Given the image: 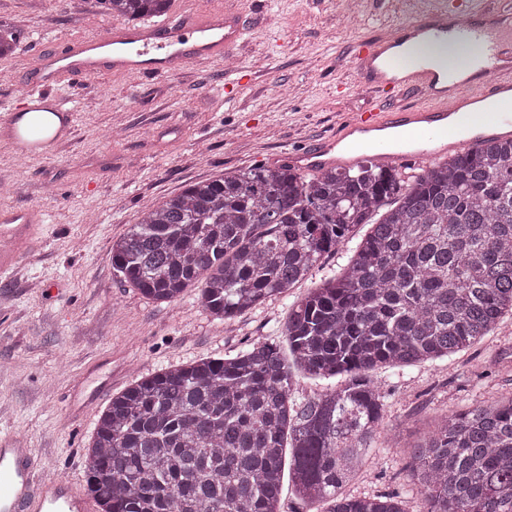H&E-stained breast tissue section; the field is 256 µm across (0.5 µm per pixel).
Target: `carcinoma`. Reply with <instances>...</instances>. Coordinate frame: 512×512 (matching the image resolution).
<instances>
[{"label": "carcinoma", "mask_w": 512, "mask_h": 512, "mask_svg": "<svg viewBox=\"0 0 512 512\" xmlns=\"http://www.w3.org/2000/svg\"><path fill=\"white\" fill-rule=\"evenodd\" d=\"M159 16L169 0H97ZM18 33L0 22V57ZM368 226L347 263L288 312L273 342L139 379L99 415L85 479L101 512H281L283 466L322 512H406L347 495L383 430L371 373L453 355L512 314V139L453 151L421 175L367 159L307 178L257 166L151 202L112 243V267L142 296L185 289L226 320L307 279ZM325 381L294 396L292 368ZM417 512H512V397L451 410L411 447Z\"/></svg>", "instance_id": "1"}]
</instances>
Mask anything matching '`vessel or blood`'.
<instances>
[{"label":"vessel or blood","instance_id":"vessel-or-blood-1","mask_svg":"<svg viewBox=\"0 0 512 512\" xmlns=\"http://www.w3.org/2000/svg\"><path fill=\"white\" fill-rule=\"evenodd\" d=\"M245 33L242 14L225 0L206 15L182 5L146 27L115 25L51 53L33 51L25 93L0 114V141L26 156L46 155L72 130L73 109L54 92L60 83L77 85L102 71L139 82L164 77L187 63L233 54ZM420 35L485 42L478 74L451 82L402 54L401 46ZM353 66L358 85L372 96L369 108L343 120L338 133L279 153V163L314 173L357 163L367 152L394 168L457 149L461 125L512 136V0L480 8L473 0H430L390 37L358 42ZM408 91L421 103H388L389 95ZM43 222L39 208L0 207V239L12 244L0 253L1 274L35 255ZM0 512H96V505L72 477L47 479L31 449L9 439L0 442Z\"/></svg>","mask_w":512,"mask_h":512}]
</instances>
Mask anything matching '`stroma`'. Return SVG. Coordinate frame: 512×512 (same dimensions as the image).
<instances>
[{
	"label": "stroma",
	"mask_w": 512,
	"mask_h": 512,
	"mask_svg": "<svg viewBox=\"0 0 512 512\" xmlns=\"http://www.w3.org/2000/svg\"><path fill=\"white\" fill-rule=\"evenodd\" d=\"M249 23L235 76L223 60L191 62L132 92L131 77L100 73L59 94L74 107L72 134L50 155L0 142V205L41 207L40 249L0 277V436L30 448L39 467L84 474L100 413L142 377L217 357L256 341L283 342L291 302L350 257L326 254L287 297L228 321L212 319L198 289L177 302L144 298L112 267L109 251L141 208L223 172L265 166L271 155L336 132L367 104L352 45L388 36L411 17L407 0H357L345 22L331 0H235ZM20 32L0 58V113L25 92L31 46L51 49L117 24L96 0H0ZM512 316L484 340L443 360L374 372L385 394L382 448L348 487L396 493L414 512L404 443L450 410L512 392Z\"/></svg>",
	"instance_id": "1"
}]
</instances>
